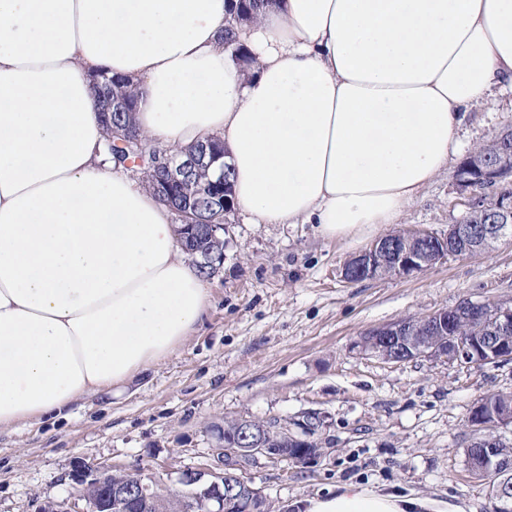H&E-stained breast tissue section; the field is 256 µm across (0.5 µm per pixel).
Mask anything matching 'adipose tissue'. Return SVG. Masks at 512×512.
<instances>
[{"label":"adipose tissue","mask_w":512,"mask_h":512,"mask_svg":"<svg viewBox=\"0 0 512 512\" xmlns=\"http://www.w3.org/2000/svg\"><path fill=\"white\" fill-rule=\"evenodd\" d=\"M0 0V428L126 386L209 304L170 208L104 151L93 75L133 79L142 136L220 137L248 224L357 242L457 154L468 109L512 90V0ZM346 483L297 512H430ZM231 2V3H230ZM229 2V18L224 24L222 39L224 41V49L232 53L242 61L247 60L244 53L243 44L239 39V27L246 22H250L256 16L277 2L276 0H230Z\"/></svg>","instance_id":"adipose-tissue-1"}]
</instances>
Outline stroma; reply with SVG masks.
<instances>
[{"label": "stroma", "instance_id": "stroma-1", "mask_svg": "<svg viewBox=\"0 0 512 512\" xmlns=\"http://www.w3.org/2000/svg\"><path fill=\"white\" fill-rule=\"evenodd\" d=\"M512 126V93L470 108L462 154ZM451 162L400 219L410 231L447 234L466 212ZM358 250L311 224H247L231 214L224 265L206 283L210 304L186 342L118 394L80 397L62 414L0 429V512L68 503L77 463L137 469L161 489L179 472L211 466L225 420L293 421L318 411L320 453L306 464L251 469L274 507L354 482L493 512L472 474L467 417L487 394L512 392V363L464 369L446 359L393 363L360 354L373 328L449 309L466 298L512 303V240L411 276L347 282Z\"/></svg>", "mask_w": 512, "mask_h": 512}]
</instances>
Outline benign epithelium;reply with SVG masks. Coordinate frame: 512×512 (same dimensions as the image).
I'll list each match as a JSON object with an SVG mask.
<instances>
[{
  "instance_id": "benign-epithelium-1",
  "label": "benign epithelium",
  "mask_w": 512,
  "mask_h": 512,
  "mask_svg": "<svg viewBox=\"0 0 512 512\" xmlns=\"http://www.w3.org/2000/svg\"><path fill=\"white\" fill-rule=\"evenodd\" d=\"M161 179L157 186L159 197L166 199L173 189L202 173L208 175L204 193L218 222L209 224L208 236L212 246L200 254L196 263L214 274L224 264V225L233 212L232 185L225 176V167L217 159L207 156V149L184 150L168 155L160 162ZM458 182L471 190L468 212L478 209L483 192L495 198V209L486 216V224L475 230L466 222L448 226V234L438 237L428 233H406L401 237L402 246L395 248L392 239L384 236L375 240L365 251L350 258L341 269V278L349 281L357 276L374 279L389 270L396 276H409L421 272L454 255L452 249L460 246L466 255L484 251L491 241L499 242L512 237V192L504 186L512 182V128L497 132L490 142L472 151L458 167ZM179 224L180 238L198 227L200 221L190 206L174 211ZM486 302L466 299L451 309H444L421 319L420 334L409 330L405 320L368 331L373 337L369 343L362 339L354 342L360 353L396 361L388 355L385 346L389 340L402 347L403 358L408 361L418 357L441 356L450 363H464L477 367L487 363L512 361V305L499 303L496 307L497 335L489 340L480 336L464 338L458 334L461 321L476 322L482 319ZM470 426L482 439L487 449L484 456L494 453L501 443L497 429L512 423L509 414L502 415L496 428L487 429L479 409L470 414ZM236 438L227 443L217 435L216 448L212 450L213 467L208 471L184 470L178 483L188 490L184 502L186 512H258L254 504L268 503L265 496L243 480L251 468L266 463L305 462L319 452L315 435L323 427V416L308 412L302 419L286 424L282 421L268 424L264 421L245 420L238 424ZM293 437L296 448H273L269 437L273 433ZM70 480L79 488L78 500L70 506L48 503L42 512H151L156 501V491L137 471H112L96 465L79 463L70 473ZM495 510L512 509V486L504 483L493 492ZM85 502L89 509L79 507Z\"/></svg>"
}]
</instances>
